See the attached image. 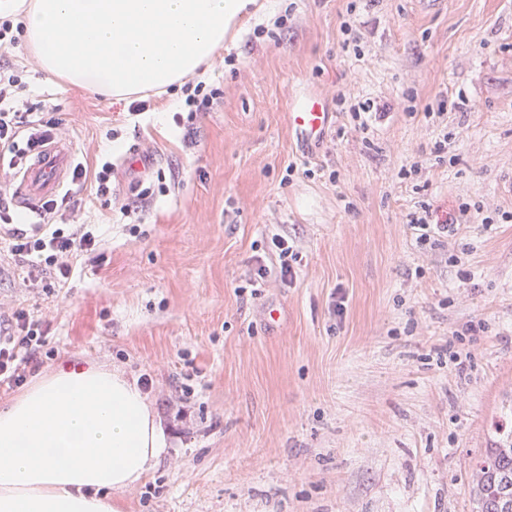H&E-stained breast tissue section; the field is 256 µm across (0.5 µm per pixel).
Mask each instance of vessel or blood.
<instances>
[{"label":"vessel or blood","instance_id":"obj_1","mask_svg":"<svg viewBox=\"0 0 512 512\" xmlns=\"http://www.w3.org/2000/svg\"><path fill=\"white\" fill-rule=\"evenodd\" d=\"M329 114L323 102L306 100L288 113V126L297 139L305 143L319 142L328 124ZM75 154L70 143L62 140L47 142L39 155L25 164L14 190L19 206L30 207L40 199L54 197L66 188Z\"/></svg>","mask_w":512,"mask_h":512}]
</instances>
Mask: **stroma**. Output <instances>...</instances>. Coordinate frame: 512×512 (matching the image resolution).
<instances>
[{"label": "stroma", "mask_w": 512, "mask_h": 512, "mask_svg": "<svg viewBox=\"0 0 512 512\" xmlns=\"http://www.w3.org/2000/svg\"><path fill=\"white\" fill-rule=\"evenodd\" d=\"M10 57L76 161L116 168L111 199L76 195L99 258L50 290L0 260V313L42 320V371L145 381L170 446L123 512H473L512 428V0H254L193 116L177 84L133 115L27 41ZM305 94L332 114L310 151L287 120ZM343 95L385 107L373 133ZM145 153L157 190L126 216ZM423 205L456 231L417 242Z\"/></svg>", "instance_id": "35a3bbf8"}]
</instances>
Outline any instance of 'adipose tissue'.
I'll list each match as a JSON object with an SVG mask.
<instances>
[{
	"label": "adipose tissue",
	"mask_w": 512,
	"mask_h": 512,
	"mask_svg": "<svg viewBox=\"0 0 512 512\" xmlns=\"http://www.w3.org/2000/svg\"><path fill=\"white\" fill-rule=\"evenodd\" d=\"M249 0H0L47 74L116 99L210 66ZM169 446L136 380L69 362L0 408V512H122Z\"/></svg>",
	"instance_id": "adipose-tissue-1"
}]
</instances>
